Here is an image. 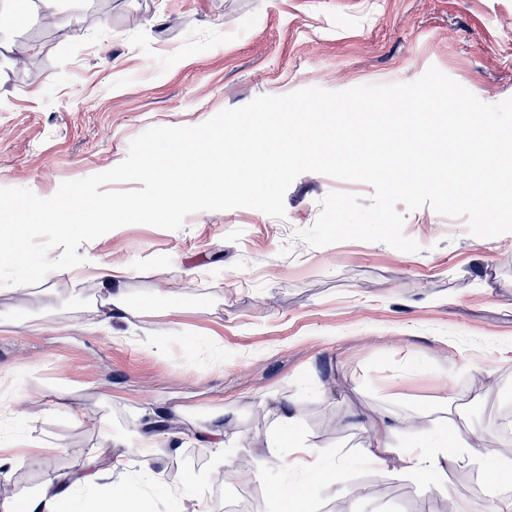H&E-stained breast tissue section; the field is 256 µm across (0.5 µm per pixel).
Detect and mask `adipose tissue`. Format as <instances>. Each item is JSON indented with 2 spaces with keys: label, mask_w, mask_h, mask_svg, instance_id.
<instances>
[{
  "label": "adipose tissue",
  "mask_w": 512,
  "mask_h": 512,
  "mask_svg": "<svg viewBox=\"0 0 512 512\" xmlns=\"http://www.w3.org/2000/svg\"><path fill=\"white\" fill-rule=\"evenodd\" d=\"M124 274V267L114 262L97 267V277L105 287L103 303L121 319L132 312L122 282ZM274 413L276 432L287 435L288 445L297 456V465L318 469L322 453L305 434L299 432L298 415L281 406L275 408ZM99 427L108 433L114 447L104 464L90 463L78 475L70 472L49 473L35 490L21 497L1 491L0 512H69L74 491L82 485L101 486L99 512H155L154 503L142 482L112 484L108 481L112 473L126 470L135 462L140 464L144 476L154 475L155 465L163 462L168 451L162 448L153 425L147 423L135 430L116 431L103 419ZM400 429L408 432L413 439L412 444L404 450L405 465L401 476L407 480L432 479L448 462L467 466L483 463L488 458L487 453L481 450L483 436L473 428L462 430L452 423L448 426L447 437L428 439L427 415L423 412L396 421L388 418L373 421L372 441L366 450L368 457L376 463H386L393 451L391 440ZM199 434L206 446L214 450L209 471L192 477L193 483L202 487L218 476L230 474L232 463L224 452L227 431L223 424L208 422L200 425Z\"/></svg>",
  "instance_id": "ef3b65f1"
}]
</instances>
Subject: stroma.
<instances>
[{"mask_svg":"<svg viewBox=\"0 0 512 512\" xmlns=\"http://www.w3.org/2000/svg\"><path fill=\"white\" fill-rule=\"evenodd\" d=\"M27 6L23 25L0 30L27 57H0V188L41 198L112 169L150 127L195 126L260 95L409 82L434 66L483 102L512 97V0H81L64 35ZM332 191L372 188L305 173L284 217L236 208L191 214L178 231L128 225L81 244L83 264L0 286V439L59 447L21 464L9 491L109 452L100 416L117 431L177 420L180 452L146 484L161 512H192L189 475L212 458L196 426L211 417L246 475L205 487L212 512H282L286 496L296 512H422L423 484L396 475L401 454L383 467L362 457L369 434L354 414L423 410L437 436L451 417L511 458L512 233L475 237L425 206L404 225L418 252L309 246L297 233ZM111 262L140 306L124 320L97 304L93 267ZM274 400L344 462L347 493L272 462L291 455L266 445ZM494 469L446 464L431 487L438 512H487L493 490L512 498V477L486 483Z\"/></svg>","mask_w":512,"mask_h":512,"instance_id":"stroma-1","label":"stroma"}]
</instances>
